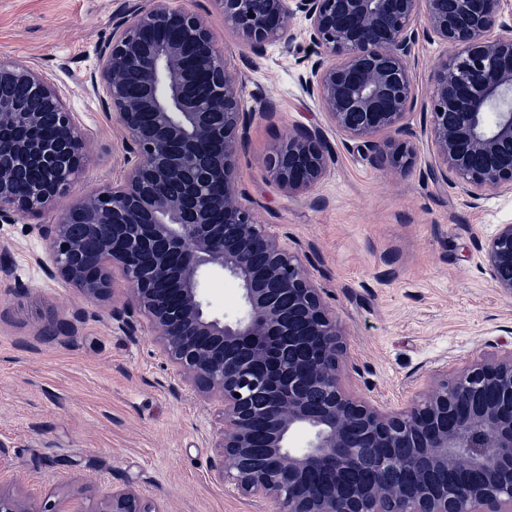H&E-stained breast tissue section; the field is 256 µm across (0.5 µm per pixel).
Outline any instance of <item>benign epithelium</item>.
<instances>
[{"mask_svg": "<svg viewBox=\"0 0 512 512\" xmlns=\"http://www.w3.org/2000/svg\"><path fill=\"white\" fill-rule=\"evenodd\" d=\"M212 2L256 57L271 42L290 45L286 19L301 14L320 55L304 92L364 153L401 172L414 143L376 136L407 130L419 39L451 45L426 105L430 174L473 201L512 190V0ZM99 77L129 167L54 223L34 225L49 242L40 264L92 301L108 297L110 268L123 271L128 299L112 319L132 332L134 314L146 318L181 381L221 403L217 480L274 512H512V350L435 377L400 409L343 386L341 322L299 255L240 197L237 157L255 113L242 108V75L207 19L148 0L116 25ZM63 97L26 61L0 60L1 224L47 209L83 167L87 133ZM47 124L53 139L37 134ZM331 160L320 131L302 129L277 146L269 172L282 189L306 191ZM31 170L40 182L16 193ZM75 224L97 240L95 259ZM478 248L494 287L512 298V224ZM210 274L240 283L232 322L208 310ZM299 431L309 440L295 448ZM0 512L54 510L0 484ZM99 512L162 510L124 485Z\"/></svg>", "mask_w": 512, "mask_h": 512, "instance_id": "7a95c632", "label": "benign epithelium"}]
</instances>
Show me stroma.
Segmentation results:
<instances>
[{
	"label": "stroma",
	"mask_w": 512,
	"mask_h": 512,
	"mask_svg": "<svg viewBox=\"0 0 512 512\" xmlns=\"http://www.w3.org/2000/svg\"><path fill=\"white\" fill-rule=\"evenodd\" d=\"M146 0H0V58L23 57L65 91L67 108L89 134L86 161L69 193L42 214L0 223V483L55 512H99L113 487L129 484L161 512H268L220 485L212 464L220 405L182 384L144 318L119 330L113 307L128 283L114 271L102 302L47 279L39 261L49 244L31 224L52 223L73 197L119 180L127 166L124 134L98 84L112 27ZM207 17L219 46L245 82L242 107L254 113L237 158L240 189L260 223L272 225L305 261L342 320L345 385L389 409L431 382L483 356L512 349V299L484 270L478 242L512 224V192L470 204L434 179L421 109L448 45L415 47L418 110L407 122L416 145L410 171L370 163L306 95L300 78L316 59L301 15L290 19L291 48L269 44L247 54L213 0H173ZM273 106L261 112V100ZM301 127L319 130L332 154L311 190L289 193L267 159ZM241 288L230 277L205 283L214 314L234 321Z\"/></svg>",
	"instance_id": "obj_1"
}]
</instances>
